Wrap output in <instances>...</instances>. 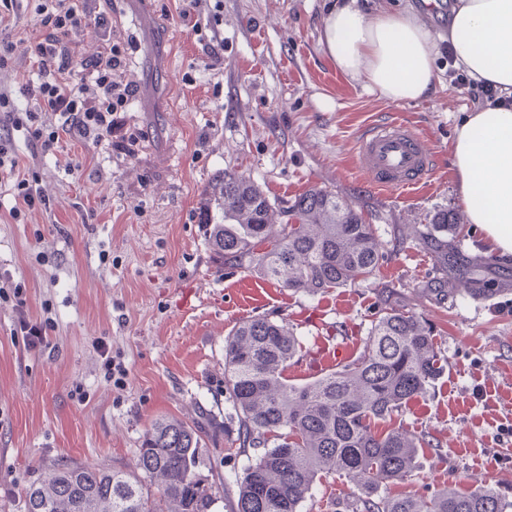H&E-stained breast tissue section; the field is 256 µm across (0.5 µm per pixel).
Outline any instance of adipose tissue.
Instances as JSON below:
<instances>
[{"instance_id":"obj_1","label":"adipose tissue","mask_w":512,"mask_h":512,"mask_svg":"<svg viewBox=\"0 0 512 512\" xmlns=\"http://www.w3.org/2000/svg\"><path fill=\"white\" fill-rule=\"evenodd\" d=\"M319 43L340 73L390 103L424 99L439 81L436 37L410 9L375 13L342 0L323 18ZM448 45L457 67L502 95L464 115L451 159L470 223L512 256V0H453Z\"/></svg>"}]
</instances>
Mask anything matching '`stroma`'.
I'll use <instances>...</instances> for the list:
<instances>
[{
    "mask_svg": "<svg viewBox=\"0 0 512 512\" xmlns=\"http://www.w3.org/2000/svg\"><path fill=\"white\" fill-rule=\"evenodd\" d=\"M112 28L131 39L138 84L128 112L100 145L65 139L38 160L49 209L13 221L0 188V512H23L26 488L44 463L72 459L132 467L161 417L192 420L198 405L225 418L209 437L204 467L225 477L248 454L234 442L224 388V338L249 316L275 313L293 325L300 350L285 373L302 384L355 358L382 299L434 327L443 369L396 420L427 435L419 469L389 483V495L423 496L456 481L491 484L512 501V259L496 256L464 220L450 144L464 113L481 106L448 73V13H426L436 33L441 81L410 104L380 101L338 72L319 44L330 0H221L224 24L207 29L183 0H96ZM203 24L195 32V24ZM223 37L221 62L211 47ZM332 111H322L321 99ZM408 121L432 145L431 178L401 196L369 188L356 142L373 120ZM84 174L68 173L69 159ZM232 168L270 201L318 186L377 225L384 258L359 284L294 293L251 272L217 268L200 222L201 193ZM460 214L448 242L492 295L439 303L427 290L445 280L420 234L434 211ZM44 324L48 345L30 347L20 314ZM360 494L345 477L316 482L301 512H347Z\"/></svg>",
    "mask_w": 512,
    "mask_h": 512,
    "instance_id": "1",
    "label": "stroma"
}]
</instances>
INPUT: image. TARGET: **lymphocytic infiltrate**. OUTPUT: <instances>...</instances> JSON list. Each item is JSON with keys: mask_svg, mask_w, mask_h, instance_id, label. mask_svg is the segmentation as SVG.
I'll use <instances>...</instances> for the list:
<instances>
[{"mask_svg": "<svg viewBox=\"0 0 512 512\" xmlns=\"http://www.w3.org/2000/svg\"><path fill=\"white\" fill-rule=\"evenodd\" d=\"M41 34L31 43L30 68L14 56L11 35H0V74L12 77L14 87L0 85V110L10 113L0 127V183L9 185L15 200L11 218L38 205H48L30 164L24 163L13 132L24 129L33 157L59 151L64 136L98 145L112 129V115L125 110L136 93L129 68L131 45L112 34V18L91 10L86 0H31ZM94 33L97 45L76 56L73 44ZM29 103L16 114L15 95Z\"/></svg>", "mask_w": 512, "mask_h": 512, "instance_id": "1", "label": "lymphocytic infiltrate"}]
</instances>
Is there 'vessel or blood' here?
<instances>
[{
	"label": "vessel or blood",
	"instance_id": "1",
	"mask_svg": "<svg viewBox=\"0 0 512 512\" xmlns=\"http://www.w3.org/2000/svg\"><path fill=\"white\" fill-rule=\"evenodd\" d=\"M357 155L370 187L382 191H413L428 181L435 167L428 142L401 119L367 125Z\"/></svg>",
	"mask_w": 512,
	"mask_h": 512
}]
</instances>
